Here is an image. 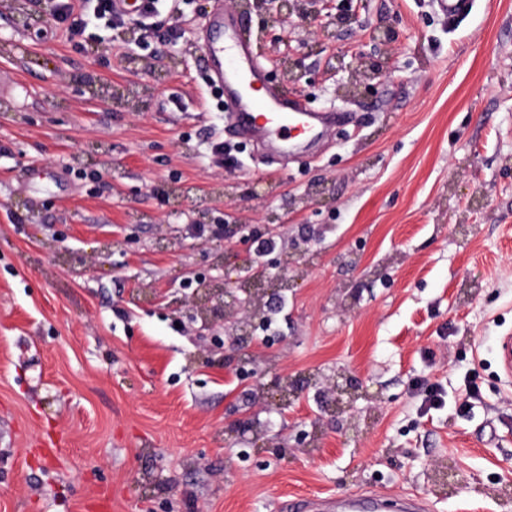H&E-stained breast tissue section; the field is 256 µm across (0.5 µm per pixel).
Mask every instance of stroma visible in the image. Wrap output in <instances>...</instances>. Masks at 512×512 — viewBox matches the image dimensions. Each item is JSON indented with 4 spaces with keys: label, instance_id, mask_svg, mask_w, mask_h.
Here are the masks:
<instances>
[{
    "label": "stroma",
    "instance_id": "1",
    "mask_svg": "<svg viewBox=\"0 0 512 512\" xmlns=\"http://www.w3.org/2000/svg\"><path fill=\"white\" fill-rule=\"evenodd\" d=\"M208 0H161L164 42L55 28L51 0H0V512H282L288 499L419 497L512 512V0H331L357 16L322 50L254 10L274 86L349 112L285 163L226 136L193 34ZM393 24L392 48L371 30ZM386 58L352 95L359 54ZM300 60L285 84L280 61ZM237 159L219 167L210 144ZM273 219L288 284L263 299L255 397L171 307L222 249L186 232ZM183 321L176 332L174 321ZM355 389L337 409L328 383ZM441 386L445 407L421 392ZM247 414L256 432L226 426Z\"/></svg>",
    "mask_w": 512,
    "mask_h": 512
}]
</instances>
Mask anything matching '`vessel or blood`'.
I'll use <instances>...</instances> for the list:
<instances>
[{
    "label": "vessel or blood",
    "mask_w": 512,
    "mask_h": 512,
    "mask_svg": "<svg viewBox=\"0 0 512 512\" xmlns=\"http://www.w3.org/2000/svg\"><path fill=\"white\" fill-rule=\"evenodd\" d=\"M203 33L205 79L223 90L233 136L286 153L293 149L294 138L323 136L341 121L336 111H309L300 99L267 86L263 67L238 21L237 8L229 9L223 0H213ZM339 507L341 512H378V499L352 494Z\"/></svg>",
    "instance_id": "1"
}]
</instances>
